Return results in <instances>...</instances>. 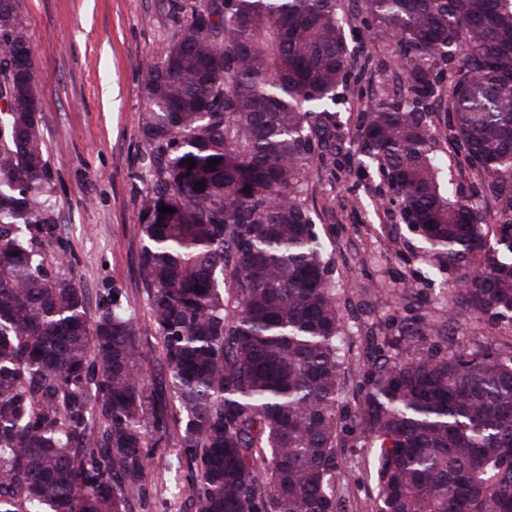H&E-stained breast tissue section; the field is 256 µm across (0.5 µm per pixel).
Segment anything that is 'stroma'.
<instances>
[{
	"label": "stroma",
	"instance_id": "obj_1",
	"mask_svg": "<svg viewBox=\"0 0 512 512\" xmlns=\"http://www.w3.org/2000/svg\"><path fill=\"white\" fill-rule=\"evenodd\" d=\"M18 13L39 72L40 132L48 161L53 206L47 214L67 266L76 275L90 312L122 289L144 334L152 327L136 232L137 201L147 181L141 136L143 70L159 61L179 22L169 0H18ZM353 64L335 104L336 134L355 136L354 117L400 89L394 41L362 23L357 0H342ZM445 181L476 204L494 210L492 196L476 183L460 153L438 137ZM345 167L330 172L314 164L308 204L321 235L336 247V286L341 298L349 357L365 349L369 323L393 312L398 288L418 285L429 301H443L448 284L425 261L427 248L406 226H393L388 190L370 159L351 149ZM333 201L325 209V201ZM375 289L358 299L357 289ZM336 491L345 512H372L378 489L367 474L364 449H337ZM152 473L145 503L133 512H194L188 495L194 471L170 447L148 451Z\"/></svg>",
	"mask_w": 512,
	"mask_h": 512
}]
</instances>
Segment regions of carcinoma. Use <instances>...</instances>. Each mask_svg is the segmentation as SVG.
Returning a JSON list of instances; mask_svg holds the SVG:
<instances>
[{"label": "carcinoma", "instance_id": "1", "mask_svg": "<svg viewBox=\"0 0 512 512\" xmlns=\"http://www.w3.org/2000/svg\"><path fill=\"white\" fill-rule=\"evenodd\" d=\"M359 3L403 84L357 115L356 145L449 294L438 314L398 291L404 313L370 324L348 362L335 245L304 196L315 159L343 155L341 0H170L184 22L143 79L149 337L120 289L92 317L61 271L39 75L16 0H0V512H131L144 449L164 440L195 465V512H339L348 434L376 449L377 512H512V334L483 349L454 336L512 329V0ZM438 98L492 212L441 181ZM155 357L170 409L146 392ZM346 371L361 382L349 409Z\"/></svg>", "mask_w": 512, "mask_h": 512}]
</instances>
